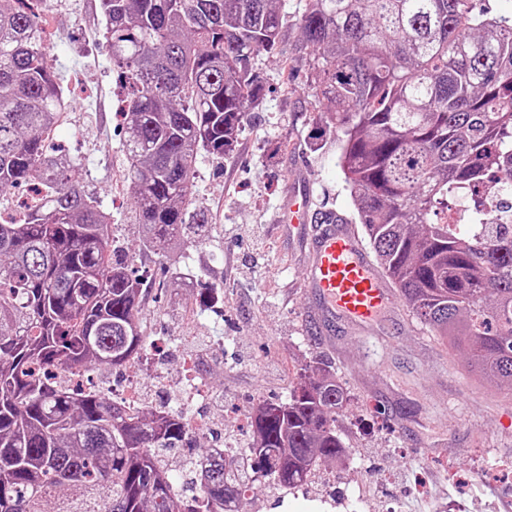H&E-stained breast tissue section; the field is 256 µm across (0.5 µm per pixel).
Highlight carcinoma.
Listing matches in <instances>:
<instances>
[{
    "mask_svg": "<svg viewBox=\"0 0 512 512\" xmlns=\"http://www.w3.org/2000/svg\"><path fill=\"white\" fill-rule=\"evenodd\" d=\"M25 2L0 0V196L32 182L42 205L0 224V512H228L260 470L294 488L312 465L343 463L349 396L323 363L250 409L246 477L233 454L193 452L179 411L129 415L94 385L145 348L143 279L75 184L79 159L46 148L68 100ZM276 2L100 0L129 80L123 179L140 246L163 255L206 235L208 216L189 207L196 159L232 151L263 98L249 63L283 36ZM298 28L377 264L478 383L512 389V223L441 221L459 188L477 211L495 177H512V19L474 0H307ZM180 448L192 452L175 483Z\"/></svg>",
    "mask_w": 512,
    "mask_h": 512,
    "instance_id": "cac0c4a2",
    "label": "carcinoma"
}]
</instances>
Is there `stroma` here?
<instances>
[{
	"instance_id": "1",
	"label": "stroma",
	"mask_w": 512,
	"mask_h": 512,
	"mask_svg": "<svg viewBox=\"0 0 512 512\" xmlns=\"http://www.w3.org/2000/svg\"><path fill=\"white\" fill-rule=\"evenodd\" d=\"M304 4L282 0L277 51L251 61L265 95L234 149L221 158L198 155L192 203L210 214L207 237L186 239L165 256L135 254L145 273L140 330L165 340L141 374L144 403L166 402L191 340L203 341L210 358L201 377L211 397L200 414L244 448L251 436L242 411L286 397L298 368L323 360L351 396L336 423L348 450L345 464L319 467L296 488L256 480L240 512H507L511 391L474 381L461 355L412 314L387 318L376 336L341 319L320 326L312 320L300 235L282 232L278 222L286 174L303 167L314 210L349 217L353 205L335 133L310 138L326 105L294 59ZM30 7L46 30L72 105L49 148L81 159L79 187L111 212L117 237L135 240L134 203L123 179L125 91L102 38L99 0H30ZM250 224L264 225L277 246L259 279L247 269L251 242L233 233ZM175 268L192 274V284L172 280ZM206 288L223 291V301L204 305ZM424 446L433 455H420Z\"/></svg>"
}]
</instances>
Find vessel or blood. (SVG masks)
Instances as JSON below:
<instances>
[{
    "label": "vessel or blood",
    "instance_id": "vessel-or-blood-1",
    "mask_svg": "<svg viewBox=\"0 0 512 512\" xmlns=\"http://www.w3.org/2000/svg\"><path fill=\"white\" fill-rule=\"evenodd\" d=\"M289 185L279 219L283 228L299 229L304 237L309 252L304 286L319 302L313 317L342 316L367 335L377 334L382 313L401 315L398 295L362 248L353 225L335 213L321 218L312 212L308 179L293 173Z\"/></svg>",
    "mask_w": 512,
    "mask_h": 512
}]
</instances>
